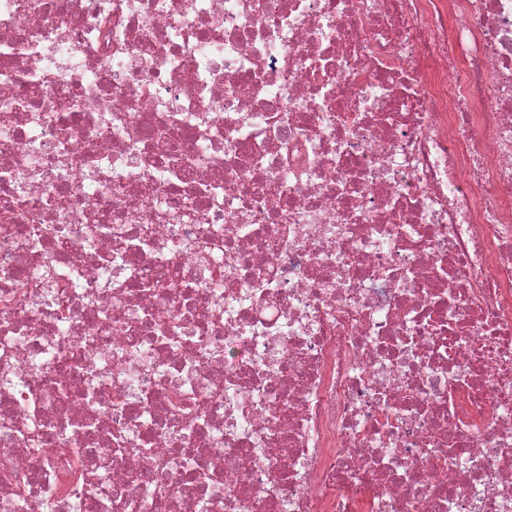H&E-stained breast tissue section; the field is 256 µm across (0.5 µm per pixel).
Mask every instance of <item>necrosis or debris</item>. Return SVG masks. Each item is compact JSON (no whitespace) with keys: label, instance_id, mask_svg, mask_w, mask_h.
Returning <instances> with one entry per match:
<instances>
[{"label":"necrosis or debris","instance_id":"1","mask_svg":"<svg viewBox=\"0 0 512 512\" xmlns=\"http://www.w3.org/2000/svg\"><path fill=\"white\" fill-rule=\"evenodd\" d=\"M0 512H512V0H0Z\"/></svg>","mask_w":512,"mask_h":512}]
</instances>
